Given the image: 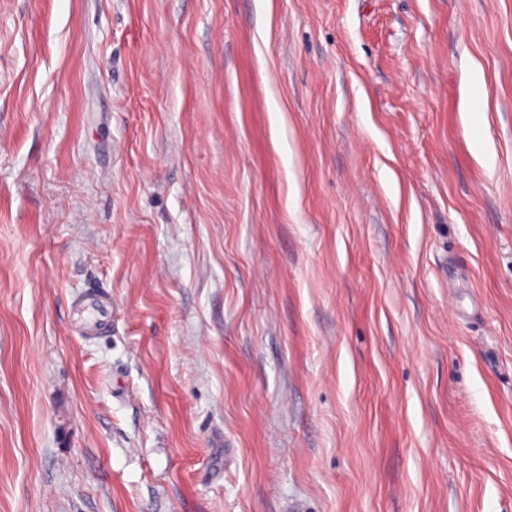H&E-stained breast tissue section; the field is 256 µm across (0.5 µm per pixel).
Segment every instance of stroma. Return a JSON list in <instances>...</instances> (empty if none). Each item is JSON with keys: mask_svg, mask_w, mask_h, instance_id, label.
Listing matches in <instances>:
<instances>
[{"mask_svg": "<svg viewBox=\"0 0 512 512\" xmlns=\"http://www.w3.org/2000/svg\"><path fill=\"white\" fill-rule=\"evenodd\" d=\"M0 512H512V0H0ZM87 296H91L93 300H95L85 306L86 311L89 313L88 318L85 320V323L90 327L87 334H101L96 326L101 325L108 319L111 299L107 294L102 292L92 293Z\"/></svg>", "mask_w": 512, "mask_h": 512, "instance_id": "stroma-1", "label": "stroma"}]
</instances>
